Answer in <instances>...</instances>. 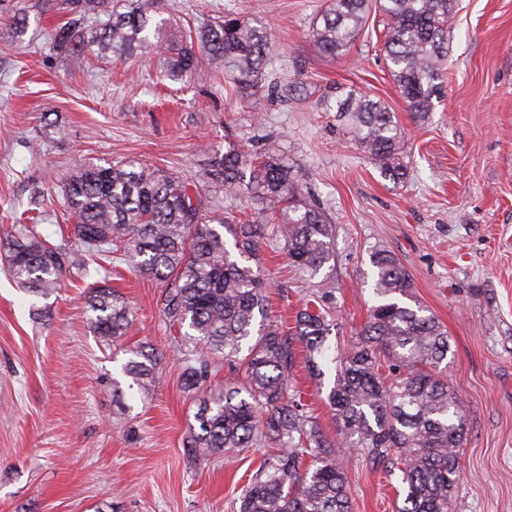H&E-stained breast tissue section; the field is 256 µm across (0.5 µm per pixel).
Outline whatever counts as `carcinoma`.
<instances>
[{
  "mask_svg": "<svg viewBox=\"0 0 512 512\" xmlns=\"http://www.w3.org/2000/svg\"><path fill=\"white\" fill-rule=\"evenodd\" d=\"M68 5L71 17L55 29L54 42L73 53L96 47L119 60L151 43L169 54L173 80L192 72L201 53L237 90L257 86L270 64V30L233 12L199 31L194 42L169 43L161 38L163 23L151 0H69ZM372 9L387 20L385 59L400 95L408 110L423 118L443 77L455 0H331L312 28L318 49L335 57L348 51ZM337 114L384 178L406 179L401 133L383 102L351 90L337 102ZM247 168L253 209L279 216L274 232L290 264L317 274L334 256L336 228L297 191L278 148L254 161L230 142L211 158L206 178L234 194ZM61 188L75 217L72 234L85 255L97 263L118 254L164 283L159 302L165 318L192 331V345L181 351L183 390L203 392L217 359L244 374V380L228 378L224 388L199 400L184 442L190 463L261 443L268 452L242 487L237 512H349L344 456L291 385L298 345L312 378L320 382L325 376L336 332L329 311L332 291H319L288 330L270 319L259 259L265 228L213 216L193 181L136 161L90 162L63 177ZM5 240L10 274L37 298L51 296L76 261L65 246L24 224L5 232ZM370 262L375 304L355 339L331 360L334 378L326 403L343 448L375 468L400 472V512H450L466 422L443 376L448 331L414 301L409 273L393 253L375 250ZM86 309L104 342L126 335L131 307L107 284L86 295ZM126 354L127 388L115 382L112 397L129 410L127 396L149 395L158 354L144 346ZM384 367L390 376L381 375Z\"/></svg>",
  "mask_w": 512,
  "mask_h": 512,
  "instance_id": "cac0c4a2",
  "label": "carcinoma"
}]
</instances>
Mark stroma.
Listing matches in <instances>:
<instances>
[{
    "label": "stroma",
    "mask_w": 512,
    "mask_h": 512,
    "mask_svg": "<svg viewBox=\"0 0 512 512\" xmlns=\"http://www.w3.org/2000/svg\"><path fill=\"white\" fill-rule=\"evenodd\" d=\"M328 0H156L170 33L189 35L231 11L271 27L263 86L236 91L200 60L165 78L156 51L122 60L55 48L67 0H0L20 29L0 24V232L40 216L38 232L79 245L60 189L94 162L139 161L194 181L215 216L250 214L248 193L225 195L205 173L234 142L248 155L278 144L299 190L336 226L335 259L316 277L289 263L268 236L263 267L277 320L293 321L317 285L333 288L336 343L346 345L374 302L370 253L385 248L407 269L417 302L448 330V382L467 434L453 512H512V0H457L440 89L425 117L409 112L383 51L386 20L371 12L350 49L318 51L312 27ZM355 90L386 104L402 136L408 175L393 183L336 112ZM0 248V512H233L262 448L188 464L196 410L181 388L185 338L157 300L162 282L122 260L109 284L133 317L117 345L101 342L84 312L96 275L71 269L33 309ZM160 354L152 396L131 410L112 401L125 350ZM293 385L330 442L341 435L305 368ZM352 512H398V476L355 460Z\"/></svg>",
    "instance_id": "1"
}]
</instances>
